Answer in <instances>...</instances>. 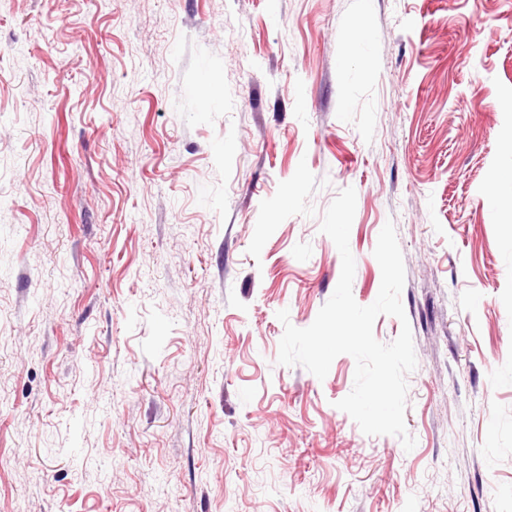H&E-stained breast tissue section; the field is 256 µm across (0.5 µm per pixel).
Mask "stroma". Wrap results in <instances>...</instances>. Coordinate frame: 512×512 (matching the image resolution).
<instances>
[{
  "mask_svg": "<svg viewBox=\"0 0 512 512\" xmlns=\"http://www.w3.org/2000/svg\"><path fill=\"white\" fill-rule=\"evenodd\" d=\"M511 153L512 0H0V512H512ZM347 187L409 451L277 361Z\"/></svg>",
  "mask_w": 512,
  "mask_h": 512,
  "instance_id": "35a3bbf8",
  "label": "stroma"
}]
</instances>
